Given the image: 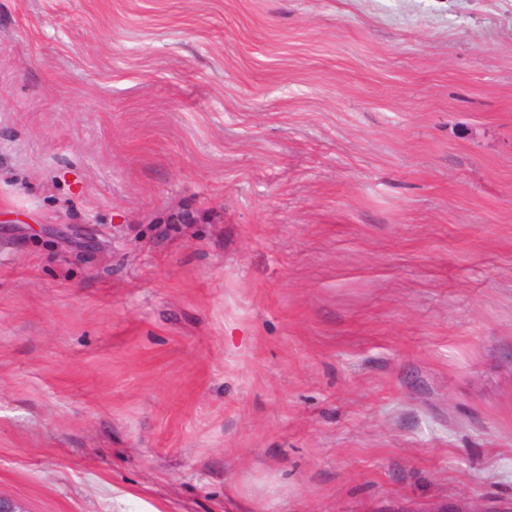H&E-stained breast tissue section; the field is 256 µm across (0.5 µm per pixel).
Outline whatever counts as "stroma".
<instances>
[{
	"label": "stroma",
	"mask_w": 512,
	"mask_h": 512,
	"mask_svg": "<svg viewBox=\"0 0 512 512\" xmlns=\"http://www.w3.org/2000/svg\"><path fill=\"white\" fill-rule=\"evenodd\" d=\"M512 0H0V495L512 502Z\"/></svg>",
	"instance_id": "1"
}]
</instances>
